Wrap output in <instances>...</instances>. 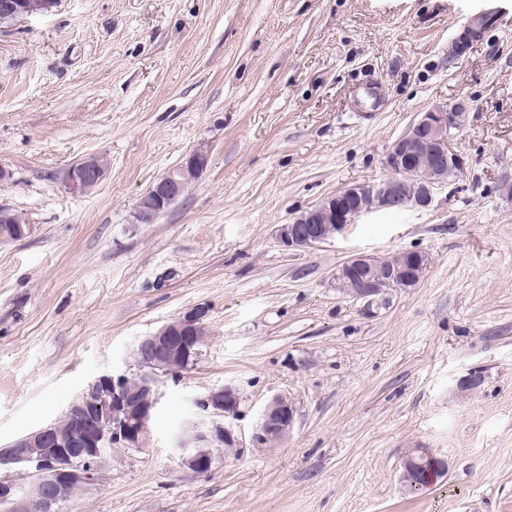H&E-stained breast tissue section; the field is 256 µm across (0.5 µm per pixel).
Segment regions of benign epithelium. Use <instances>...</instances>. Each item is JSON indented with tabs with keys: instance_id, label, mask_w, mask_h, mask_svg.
Instances as JSON below:
<instances>
[{
	"instance_id": "7a95c632",
	"label": "benign epithelium",
	"mask_w": 512,
	"mask_h": 512,
	"mask_svg": "<svg viewBox=\"0 0 512 512\" xmlns=\"http://www.w3.org/2000/svg\"><path fill=\"white\" fill-rule=\"evenodd\" d=\"M12 21L32 16L26 0H0V16ZM467 113L462 107L436 106L420 116L389 147L384 165L389 176L374 184L343 187L323 198L275 233L288 250L317 246L343 232L350 224L376 210L400 211L429 206L436 187L448 181V173L463 172L464 158L451 143V131L460 129ZM209 155L198 148L189 154L177 173L191 181L207 167ZM66 177L74 193H84L101 180L95 161L83 160ZM168 177L157 185L150 198L137 205L141 220L148 222L155 210L171 205L178 197ZM428 265L420 251L402 253L400 262L386 266L377 258L354 256L336 271V281L359 298L378 299L393 288H413ZM209 309L193 307L171 319L158 331L143 337L136 348L138 371L105 373L88 382L62 415L67 425L54 421L0 448V472L23 471L28 482L0 477V509L29 512L31 503L40 512H68L74 493L100 481L99 463L114 448L143 449L149 424L158 401L160 376H172L186 369L204 343L202 330ZM135 385H130V381ZM196 419L176 434L172 449L180 465L197 475L210 472L213 449L238 445L226 419L238 411V393L230 386L213 388L194 400ZM295 407L285 395L273 397L262 411L251 436V447L262 449L284 437L293 425Z\"/></svg>"
}]
</instances>
